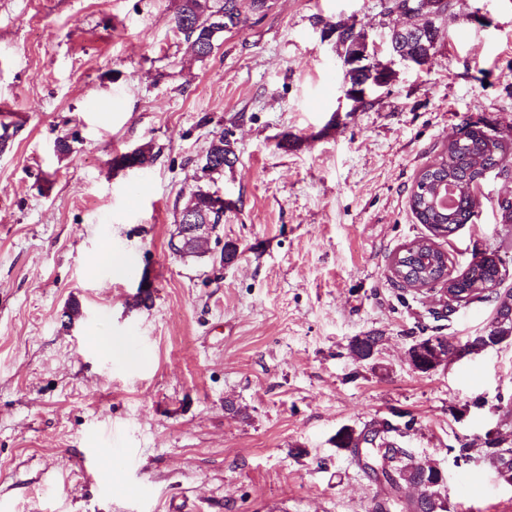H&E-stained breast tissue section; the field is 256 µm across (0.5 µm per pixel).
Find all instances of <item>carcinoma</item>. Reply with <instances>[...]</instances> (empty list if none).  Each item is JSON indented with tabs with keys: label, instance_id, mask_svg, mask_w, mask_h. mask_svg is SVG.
Wrapping results in <instances>:
<instances>
[{
	"label": "carcinoma",
	"instance_id": "cac0c4a2",
	"mask_svg": "<svg viewBox=\"0 0 512 512\" xmlns=\"http://www.w3.org/2000/svg\"><path fill=\"white\" fill-rule=\"evenodd\" d=\"M267 0H181L173 15L174 27L188 42H202L203 50L196 52L199 58L212 54L216 39L213 31L207 30L208 17L223 13L222 30L230 31L247 22L248 14L263 15L268 10ZM411 7L419 10L416 17L424 21L419 35H404L396 30L389 34L394 51L406 47L428 63L435 54L439 27L437 21L451 7V0H411ZM382 63L373 65L374 75L369 76L361 69L349 73L348 87L362 84L367 78L381 79L390 84L393 77L381 70ZM507 149L504 140L495 138L481 127L473 124L464 132V138L448 142L445 155L435 165L422 170L411 193L410 206L417 221L425 225L431 236L418 237L405 246L396 259V274L406 281H441L448 293L457 300L469 297L484 299L495 305V317L486 332L473 336L462 345H454L443 336L435 337L439 344L448 348L450 354L465 352L475 354L486 348L512 343V290L499 292L494 289L500 278L503 261L500 251L512 248V241H502L497 251L478 253L467 272L459 277L444 280L446 268L445 253L434 242L436 237L452 235L458 227L472 221L480 207V200L470 186L483 171L497 166L501 154ZM205 159L213 160L215 173L224 172L237 161L233 142L222 135L210 142ZM448 192L454 202L444 209L435 204V197ZM186 208L192 209L200 220L221 223L222 216L213 210L211 194L200 190L191 195ZM383 341V334L376 331L365 333L349 343V351L362 358L365 353L377 348ZM393 428L386 424L380 428H365L359 432L342 428L336 433V447L357 450L365 447L366 454L392 489L405 484L419 490L416 498L403 504V512H449L445 491V480L434 471L432 464L423 463L389 441L387 433ZM504 439L486 437L484 457L504 482H512V455L500 450Z\"/></svg>",
	"mask_w": 512,
	"mask_h": 512
}]
</instances>
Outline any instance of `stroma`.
Wrapping results in <instances>:
<instances>
[{
  "mask_svg": "<svg viewBox=\"0 0 512 512\" xmlns=\"http://www.w3.org/2000/svg\"><path fill=\"white\" fill-rule=\"evenodd\" d=\"M177 5L0 0V512H373L381 488L336 433L386 421L443 469L450 512H512L481 453L512 435V344L406 360L481 335L493 303L451 311L390 273L428 233L410 192L448 141L469 122L512 139V0H452L428 64L392 61L367 107L321 31L382 39L401 18L381 0H272L203 59ZM222 133L237 160L208 186L230 207L183 260L168 241ZM143 145L148 167H114ZM504 164L437 241L452 275L512 237ZM107 248L120 269L91 266ZM369 331L384 341L361 362L348 344Z\"/></svg>",
  "mask_w": 512,
  "mask_h": 512,
  "instance_id": "1",
  "label": "stroma"
}]
</instances>
